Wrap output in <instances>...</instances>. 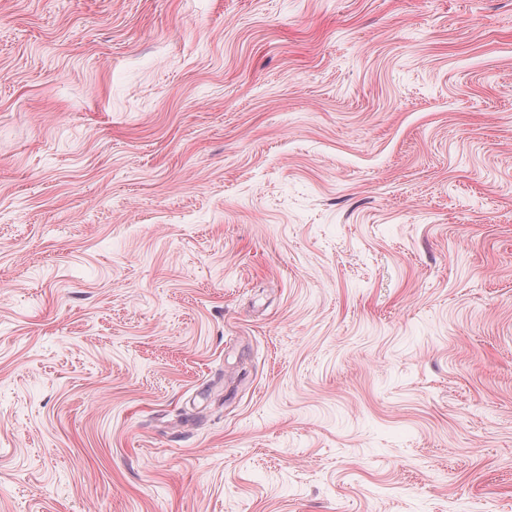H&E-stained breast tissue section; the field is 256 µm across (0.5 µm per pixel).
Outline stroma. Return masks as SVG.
<instances>
[{
  "label": "stroma",
  "mask_w": 512,
  "mask_h": 512,
  "mask_svg": "<svg viewBox=\"0 0 512 512\" xmlns=\"http://www.w3.org/2000/svg\"><path fill=\"white\" fill-rule=\"evenodd\" d=\"M0 512H512V0H0Z\"/></svg>",
  "instance_id": "35a3bbf8"
}]
</instances>
